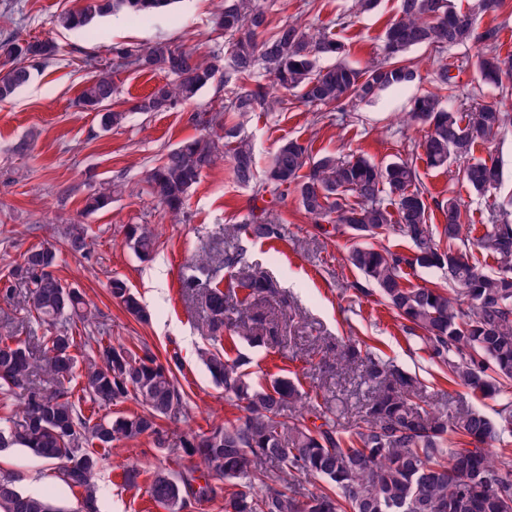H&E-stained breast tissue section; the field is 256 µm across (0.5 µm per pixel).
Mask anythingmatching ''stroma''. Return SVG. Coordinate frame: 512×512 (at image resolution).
I'll list each match as a JSON object with an SVG mask.
<instances>
[{
    "label": "stroma",
    "instance_id": "1",
    "mask_svg": "<svg viewBox=\"0 0 512 512\" xmlns=\"http://www.w3.org/2000/svg\"><path fill=\"white\" fill-rule=\"evenodd\" d=\"M86 0H0V39H52L61 48L56 59L33 71L30 82L0 101V278H7L32 245L61 244L68 224L89 228L86 255L63 254L54 269L64 283L78 288L97 311L91 326L73 322L76 335L104 337L112 344L148 347L159 358L178 354L175 375L187 395L177 418L163 420L172 440L187 432L206 430L241 416L223 389L215 387L200 358L211 342L201 324L204 309L197 295L186 292L185 279L199 273L197 260L206 253L242 251L246 264L265 272L273 291L262 303L269 321L286 337L252 347L239 343L252 362L253 382L266 375L290 372L302 390L325 395L340 422L355 427L370 387L338 362L351 340L395 369L411 376L430 411L449 419L462 410L496 417L498 400L448 380L446 368L432 362L409 338L403 322L377 296L361 293L358 273L346 262L347 239L319 233L295 196H257L255 186L236 182L230 161L205 170L179 216L163 210L146 191L142 173L178 143L198 136L203 127L242 124L259 166H266L282 140L309 143L313 155L335 152L362 155L377 163L406 159L422 138L420 128H403L399 115L412 96L433 89L436 70L448 67L461 99L496 103L498 89L482 85L471 60L476 46L442 53L427 48L409 52L420 75L406 90H385L367 102L350 106L347 114L315 112L302 103L285 109L263 108L239 118L225 111L230 95L223 82L204 88L194 102L165 112H138L135 104L165 82V74L114 69L116 47H144L166 39L208 57L225 51L223 35L213 25L216 0H178L171 9L146 20L124 15L95 18L96 33L82 37L56 27V16L77 11ZM270 24L301 18L313 30L331 33L348 46V59L362 66L381 57L385 28L398 15L399 0H379L376 9L336 24L350 0H262ZM109 69L117 87L112 107L127 112L121 125L105 129L101 114L80 103L85 84L99 70ZM475 156L495 155L502 182L485 197L471 195L457 179V164L434 170L417 169L430 196H451L464 204L462 222L484 229L495 222L499 204L512 198V127L491 144L476 147ZM118 181L123 185L105 209L85 214L84 200L92 186ZM269 209L284 237L276 242L251 239L244 232L251 212ZM150 225L158 247L149 261H140L124 244L127 225ZM121 278L141 296L151 314L141 323L112 298L109 283ZM162 454L151 437L117 444L104 456L97 476L100 512H166L147 493L149 474ZM140 470L137 487L126 486L124 469ZM0 469L16 474L21 488L38 477L37 492L56 485L54 470L23 447L0 450Z\"/></svg>",
    "mask_w": 512,
    "mask_h": 512
}]
</instances>
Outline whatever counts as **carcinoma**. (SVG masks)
<instances>
[{
    "mask_svg": "<svg viewBox=\"0 0 512 512\" xmlns=\"http://www.w3.org/2000/svg\"><path fill=\"white\" fill-rule=\"evenodd\" d=\"M175 0H87L79 12L56 17L66 30L86 27L97 15L123 13L144 19ZM499 0H473L457 8L452 0H399L397 18L382 36L385 55L365 67L346 61L345 44L325 33H314L298 20H286L267 38L258 34L268 24L258 0H222L215 27L224 34L229 52L203 58L166 40L152 45L115 49V65L159 71L171 80L154 89L135 106L137 112H164L178 102L194 101L199 92L221 77L230 88L227 108L241 115L260 106L288 104V95L312 107L331 106L345 112L350 104L380 91L404 89L418 73L404 54L418 47L438 53L474 43L480 46L473 66L483 84L512 88V54L501 55L497 32L479 30L480 14ZM58 54L49 40L19 43L0 40V59L12 67L0 76V100L26 84L31 68ZM323 58L335 63L320 65ZM437 90L415 96L402 116L405 127L424 131L416 145L430 168L463 161L457 178L470 192L485 196L500 181L499 161L476 158L474 149L490 143L512 112L501 103L456 105L453 77L440 67ZM115 92L110 71L93 77L81 92L89 107H105ZM228 157L235 180L256 181V161L248 141L236 126L224 128L217 139L202 135L180 143L145 171L150 195L169 213L180 212L202 172ZM285 197L292 192L320 231L332 226L350 236L346 261L376 289L381 301L407 322L429 358L448 369V380L502 401L498 419L467 410L447 420L416 399L412 377L369 354L354 343L345 345L340 363L354 365L361 378L374 385L361 422L343 426L318 392H305L295 380L278 376L265 384L248 378L250 359L224 349L204 352V364L224 398L245 414L227 419L206 432L190 433L174 443L161 420L176 417L185 393L177 385L174 354L166 362L145 348L98 342L85 356L82 395L71 382L77 368V337L57 325L76 317L90 325L96 315L81 292L53 274L59 254L48 243L31 246L12 275L28 283L30 313L45 326L36 343L31 337L0 336V393L27 392L22 411L0 418V448L21 445L56 470L59 484L43 494L23 491L14 475L0 471V512H62L55 498L64 490H82L85 512L96 507V477L100 450L114 443L147 435L164 454L148 485L152 500L168 512H185L193 503H220L221 512H512V457L493 456L485 448L512 426V212L499 211L495 224L478 237L463 234L462 202L451 196L436 207L446 223L429 224L428 195L419 184L415 163L379 165L359 155L342 159L333 153L313 158L311 147L285 139L265 169L261 188ZM118 184L103 183L85 201L93 213L106 208ZM246 233L258 240L280 236L267 211L251 215ZM408 240L409 252L376 247L372 240L390 232ZM66 242L74 253L88 250V227L72 224ZM126 243L141 259L150 258L157 240L146 224H129ZM496 260L485 269L477 255ZM224 266L238 267L231 285L191 277L184 287L200 296L206 316L202 330L213 342L224 334L254 346L276 338L278 326L267 321L262 299L270 280L242 264V253L225 254ZM438 270L441 281L409 286L406 270ZM110 294L134 319L148 313L127 282L114 278ZM142 410L93 422L81 407L88 399L116 406L129 398ZM300 406L299 414H285ZM454 434L455 440L448 439ZM196 460L180 472L165 461ZM217 477L196 487V473Z\"/></svg>",
    "mask_w": 512,
    "mask_h": 512,
    "instance_id": "obj_1",
    "label": "carcinoma"
}]
</instances>
